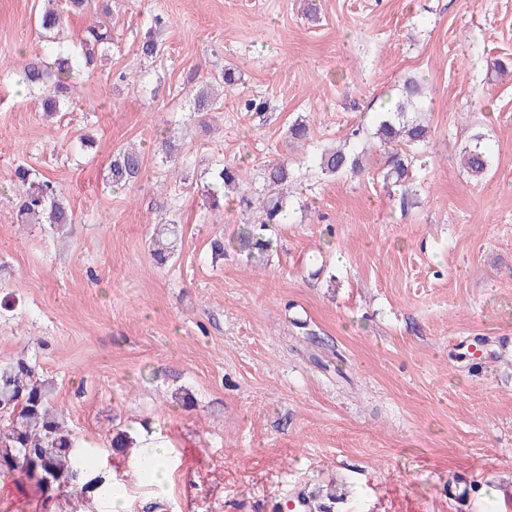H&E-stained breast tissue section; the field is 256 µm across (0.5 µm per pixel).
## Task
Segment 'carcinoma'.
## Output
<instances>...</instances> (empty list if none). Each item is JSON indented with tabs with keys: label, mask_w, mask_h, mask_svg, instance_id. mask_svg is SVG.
I'll return each instance as SVG.
<instances>
[{
	"label": "carcinoma",
	"mask_w": 512,
	"mask_h": 512,
	"mask_svg": "<svg viewBox=\"0 0 512 512\" xmlns=\"http://www.w3.org/2000/svg\"><path fill=\"white\" fill-rule=\"evenodd\" d=\"M67 23L63 12L52 7L39 17V26L51 35ZM112 45V23H97L86 28L78 52L64 54L47 46L42 53L12 74L15 84L30 94L42 97L43 111L48 115L61 112L71 103V90L77 80L97 66ZM161 50L155 32L149 31L139 42L136 55L154 59ZM267 102L255 96L237 98V108L245 112L262 113ZM422 85L413 78L404 81L400 94L386 115L377 122L374 138L383 147L400 141L409 145L426 142L427 129L420 121L422 112ZM218 109V101L207 91V84L196 86L189 92V111L204 118ZM484 137L477 135L465 147L463 167L473 178L483 177L490 168V157ZM363 154L350 153L342 148L325 150L317 166L321 174L335 176L339 173H358L362 170ZM412 159L397 148L387 153L381 177L384 184L401 191L404 201H409V184ZM141 155L132 150L120 149L113 156L110 173L111 184L123 188L140 174ZM31 170L20 165L14 171L15 184L20 192V215L32 224L60 226L73 221V212L62 202L60 186L49 178L31 180ZM294 179L288 166L277 164L264 169L265 183L262 200L254 202L243 194L239 204L246 209H258L260 216L253 224H246L238 237V249L252 256L262 252L270 241L262 231L271 224L287 222L286 201L288 184ZM84 451L77 446L62 414L49 401V390L41 380L36 366L25 359H17L0 366V469L20 470L30 479L40 483L72 479L77 473Z\"/></svg>",
	"instance_id": "1"
}]
</instances>
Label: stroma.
Listing matches in <instances>:
<instances>
[{
    "mask_svg": "<svg viewBox=\"0 0 512 512\" xmlns=\"http://www.w3.org/2000/svg\"><path fill=\"white\" fill-rule=\"evenodd\" d=\"M43 4L0 0V363L36 364L90 457L80 484L0 472V512H108L88 487L104 479L127 512H287L327 485L333 512H512V74L493 68L512 59V0H110L106 65L49 119L9 78L45 43ZM157 14L163 51L143 62ZM229 64L240 85L199 123L187 90ZM130 70L138 85L118 80ZM409 78L429 125L410 203L378 148L323 178L322 149ZM248 95L264 115L237 110ZM297 119L309 140L289 139ZM478 134L491 168L475 181L460 157ZM129 144L141 174L112 189ZM277 162L295 176L288 221L249 258L235 194L214 211L203 186L231 164L257 192ZM20 165L61 185L73 224L21 222ZM143 427L170 445L166 487L109 448Z\"/></svg>",
    "mask_w": 512,
    "mask_h": 512,
    "instance_id": "stroma-1",
    "label": "stroma"
}]
</instances>
